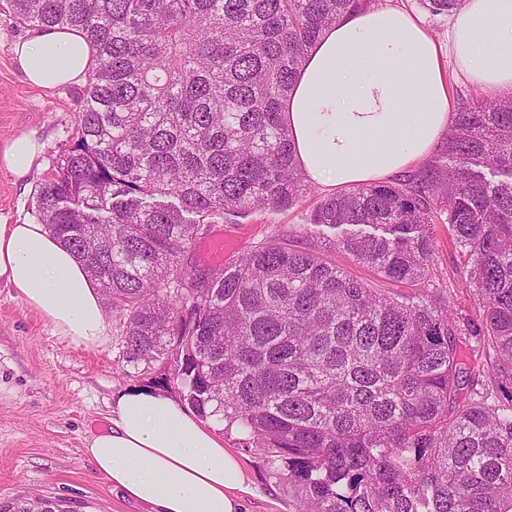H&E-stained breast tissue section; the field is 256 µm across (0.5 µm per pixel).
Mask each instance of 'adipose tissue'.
Wrapping results in <instances>:
<instances>
[{"mask_svg":"<svg viewBox=\"0 0 512 512\" xmlns=\"http://www.w3.org/2000/svg\"><path fill=\"white\" fill-rule=\"evenodd\" d=\"M27 81H82L92 62L84 37L45 28L17 42ZM449 57L451 70L441 59ZM492 98L512 95V0H461L440 51L421 20L398 6L369 7L323 31L284 104L307 179L329 189L387 181L439 146L457 110L447 73ZM0 282L73 342L107 340L106 312L86 267L44 225L0 224ZM97 473L150 512H238V459L222 438L173 399L119 397L108 433L84 450Z\"/></svg>","mask_w":512,"mask_h":512,"instance_id":"ef3b65f1","label":"adipose tissue"}]
</instances>
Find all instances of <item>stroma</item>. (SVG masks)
Segmentation results:
<instances>
[{
	"instance_id": "stroma-1",
	"label": "stroma",
	"mask_w": 512,
	"mask_h": 512,
	"mask_svg": "<svg viewBox=\"0 0 512 512\" xmlns=\"http://www.w3.org/2000/svg\"><path fill=\"white\" fill-rule=\"evenodd\" d=\"M33 28L0 11V149L19 135L43 145L25 180L0 165V224L34 221V193L56 156L71 146L83 106L84 83L52 89L31 85L13 57L14 44L32 37ZM313 185L310 195L286 211L256 210L216 219L209 236L221 235L232 261L273 236H295L300 246L323 249L335 231L319 227L300 235L313 204L327 196ZM436 240V275L453 287L452 302L471 319L481 312L460 278L459 262L449 245L448 227H432ZM123 325L107 314V341L89 348L60 336L14 289L0 282V503L19 499L62 500L68 512H148L100 477L84 456L86 440L107 431L112 405L126 390L156 391L181 399V387L164 364L142 373L122 355ZM224 445L240 460L247 493L240 512H292L288 489L270 465L245 450L237 428L222 430Z\"/></svg>"
}]
</instances>
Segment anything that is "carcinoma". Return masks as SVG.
Listing matches in <instances>:
<instances>
[{"mask_svg":"<svg viewBox=\"0 0 512 512\" xmlns=\"http://www.w3.org/2000/svg\"><path fill=\"white\" fill-rule=\"evenodd\" d=\"M4 2L94 51L34 209L122 314L125 362L177 364L199 416L279 463L292 512H512V97L462 103L422 169L317 202L303 230H340L329 248L377 282L283 237L206 272L208 220L307 193L282 103L372 0ZM437 223L479 322L435 280Z\"/></svg>","mask_w":512,"mask_h":512,"instance_id":"carcinoma-1","label":"carcinoma"}]
</instances>
